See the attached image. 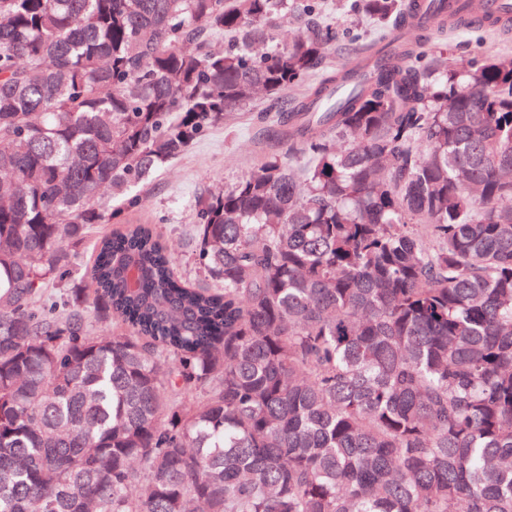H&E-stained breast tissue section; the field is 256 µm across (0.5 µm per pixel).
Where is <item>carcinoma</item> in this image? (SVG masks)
<instances>
[{
  "label": "carcinoma",
  "instance_id": "carcinoma-1",
  "mask_svg": "<svg viewBox=\"0 0 512 512\" xmlns=\"http://www.w3.org/2000/svg\"><path fill=\"white\" fill-rule=\"evenodd\" d=\"M323 10L0 0V512H512V58L409 44L355 83ZM350 11L418 23L417 0ZM316 71L284 156L199 199L202 283L128 222L93 243V294L40 301L119 217L103 191L137 206Z\"/></svg>",
  "mask_w": 512,
  "mask_h": 512
}]
</instances>
